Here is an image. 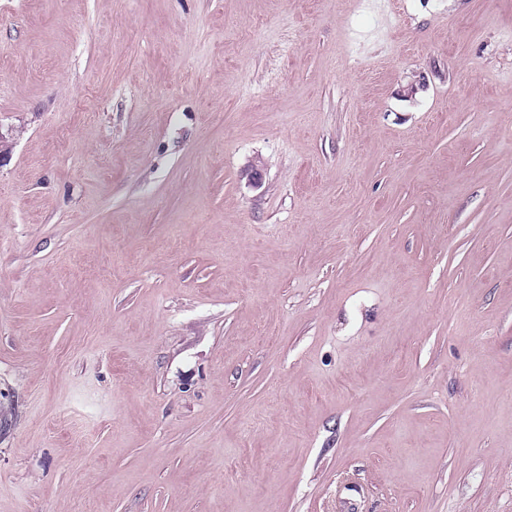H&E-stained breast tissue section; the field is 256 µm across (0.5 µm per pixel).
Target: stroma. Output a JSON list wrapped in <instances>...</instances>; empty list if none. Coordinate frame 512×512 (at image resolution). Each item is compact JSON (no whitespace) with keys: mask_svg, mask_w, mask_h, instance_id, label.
<instances>
[{"mask_svg":"<svg viewBox=\"0 0 512 512\" xmlns=\"http://www.w3.org/2000/svg\"><path fill=\"white\" fill-rule=\"evenodd\" d=\"M0 132V512H512V0H0Z\"/></svg>","mask_w":512,"mask_h":512,"instance_id":"obj_1","label":"stroma"}]
</instances>
